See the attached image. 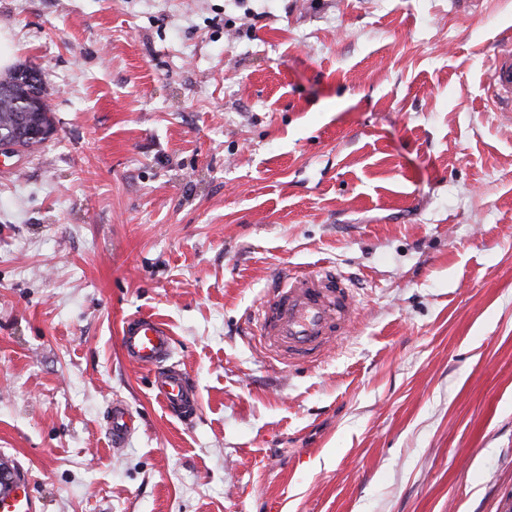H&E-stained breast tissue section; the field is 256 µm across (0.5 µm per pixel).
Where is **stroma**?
<instances>
[{
  "instance_id": "stroma-1",
  "label": "stroma",
  "mask_w": 512,
  "mask_h": 512,
  "mask_svg": "<svg viewBox=\"0 0 512 512\" xmlns=\"http://www.w3.org/2000/svg\"><path fill=\"white\" fill-rule=\"evenodd\" d=\"M0 0L55 130L0 157V462L41 512H512V0ZM352 284L284 367L278 276ZM170 329L191 420L129 363ZM135 429L113 446L109 413ZM490 96L497 104L498 112L506 120H512V49L499 52L489 69ZM357 297L334 271L281 277L259 314L257 336L280 364H316L356 320ZM167 326L151 316H133L122 325L119 343L124 357L139 366L153 369L156 396L174 414L192 416L198 396L185 369L166 365L172 352Z\"/></svg>"
}]
</instances>
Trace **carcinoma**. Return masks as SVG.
Returning <instances> with one entry per match:
<instances>
[{
	"instance_id": "1",
	"label": "carcinoma",
	"mask_w": 512,
	"mask_h": 512,
	"mask_svg": "<svg viewBox=\"0 0 512 512\" xmlns=\"http://www.w3.org/2000/svg\"><path fill=\"white\" fill-rule=\"evenodd\" d=\"M42 132L38 139L27 133L30 124ZM15 132L23 149L42 144L54 130L53 111L46 100L45 87L38 71L31 66H21L0 79V129Z\"/></svg>"
}]
</instances>
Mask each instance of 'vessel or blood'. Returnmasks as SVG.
Here are the masks:
<instances>
[{"instance_id": "1", "label": "vessel or blood", "mask_w": 512, "mask_h": 512, "mask_svg": "<svg viewBox=\"0 0 512 512\" xmlns=\"http://www.w3.org/2000/svg\"><path fill=\"white\" fill-rule=\"evenodd\" d=\"M489 91L497 109L512 120V49L499 52L489 69ZM358 311L353 289L334 271L322 268L307 274L281 277L270 290L259 314L257 335L269 357L284 365L315 364L329 345L345 335ZM124 357L153 369L157 397L174 414L192 416L198 396L185 369L170 364L172 337L167 326L150 316L127 318L119 336ZM134 428L126 405H112L114 441H122ZM0 512H40L26 485L0 493Z\"/></svg>"}]
</instances>
